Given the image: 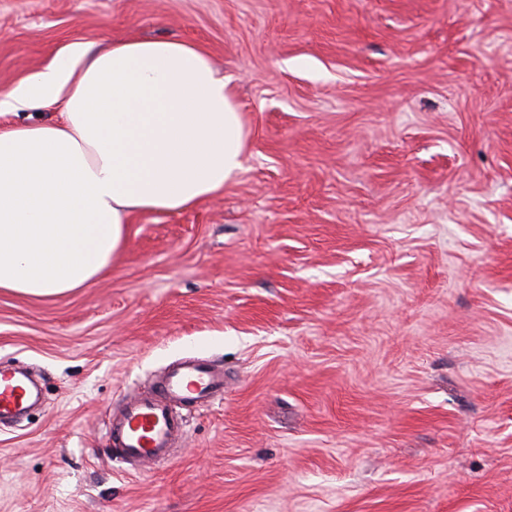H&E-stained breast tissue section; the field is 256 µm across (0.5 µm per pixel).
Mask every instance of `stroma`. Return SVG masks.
I'll list each match as a JSON object with an SVG mask.
<instances>
[{
	"label": "stroma",
	"mask_w": 512,
	"mask_h": 512,
	"mask_svg": "<svg viewBox=\"0 0 512 512\" xmlns=\"http://www.w3.org/2000/svg\"><path fill=\"white\" fill-rule=\"evenodd\" d=\"M202 45L249 133L222 194L109 273L0 292V512H512V0H0V87L73 42ZM224 367L161 465L109 420ZM40 400L39 388L15 368L0 367V424L26 412Z\"/></svg>",
	"instance_id": "1"
}]
</instances>
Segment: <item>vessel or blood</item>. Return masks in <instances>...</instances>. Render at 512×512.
Segmentation results:
<instances>
[{
    "instance_id": "vessel-or-blood-1",
    "label": "vessel or blood",
    "mask_w": 512,
    "mask_h": 512,
    "mask_svg": "<svg viewBox=\"0 0 512 512\" xmlns=\"http://www.w3.org/2000/svg\"><path fill=\"white\" fill-rule=\"evenodd\" d=\"M224 373L204 360L173 363L150 391L133 394L112 415V458L119 463L157 464L168 457L185 433L183 408L223 400ZM40 399L38 387L18 370L0 367V424L26 412Z\"/></svg>"
}]
</instances>
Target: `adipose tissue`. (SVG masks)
I'll list each match as a JSON object with an SVG mask.
<instances>
[{
    "label": "adipose tissue",
    "mask_w": 512,
    "mask_h": 512,
    "mask_svg": "<svg viewBox=\"0 0 512 512\" xmlns=\"http://www.w3.org/2000/svg\"><path fill=\"white\" fill-rule=\"evenodd\" d=\"M60 106L58 120L17 112ZM0 290L62 296L105 274L142 213L192 209L241 172L248 134L200 46L74 42L0 90Z\"/></svg>",
    "instance_id": "1"
}]
</instances>
